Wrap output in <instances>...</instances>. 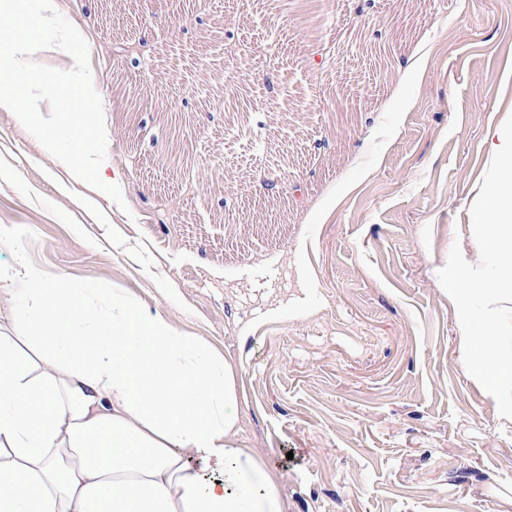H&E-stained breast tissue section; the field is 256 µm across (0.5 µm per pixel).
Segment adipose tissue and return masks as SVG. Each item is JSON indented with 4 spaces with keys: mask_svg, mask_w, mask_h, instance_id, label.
<instances>
[{
    "mask_svg": "<svg viewBox=\"0 0 512 512\" xmlns=\"http://www.w3.org/2000/svg\"><path fill=\"white\" fill-rule=\"evenodd\" d=\"M0 332V512H288L236 371L158 311L20 263Z\"/></svg>",
    "mask_w": 512,
    "mask_h": 512,
    "instance_id": "adipose-tissue-1",
    "label": "adipose tissue"
}]
</instances>
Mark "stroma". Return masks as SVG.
<instances>
[{"mask_svg": "<svg viewBox=\"0 0 512 512\" xmlns=\"http://www.w3.org/2000/svg\"><path fill=\"white\" fill-rule=\"evenodd\" d=\"M56 8L89 45L126 205L60 192L0 109V267L117 289L237 366V437L288 512H512V421L464 371L437 277L452 244L474 257L512 0Z\"/></svg>", "mask_w": 512, "mask_h": 512, "instance_id": "obj_1", "label": "stroma"}]
</instances>
